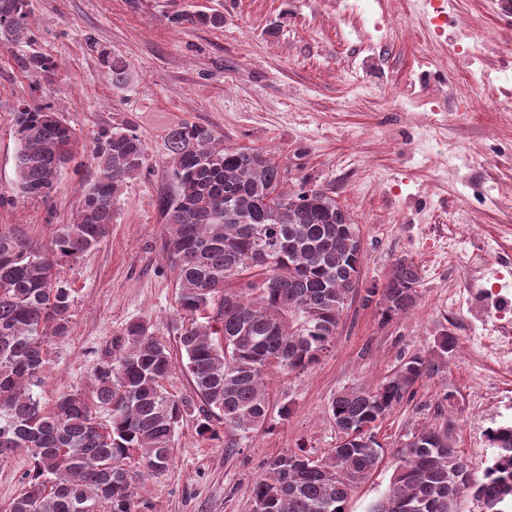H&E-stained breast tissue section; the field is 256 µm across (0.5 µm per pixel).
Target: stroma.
<instances>
[{
  "instance_id": "obj_1",
  "label": "stroma",
  "mask_w": 512,
  "mask_h": 512,
  "mask_svg": "<svg viewBox=\"0 0 512 512\" xmlns=\"http://www.w3.org/2000/svg\"><path fill=\"white\" fill-rule=\"evenodd\" d=\"M29 0L35 39L0 44V232L46 244L71 223L99 135L130 121L148 148L142 175L121 196L109 236L60 269L75 297L68 336L54 339L36 389L49 405L62 393L91 395L90 372L112 354L121 326L139 319L169 348L184 322L176 271L162 250L160 195L173 189L164 136L190 120L225 144L271 152L300 184L333 191L358 224L360 281L332 347L308 369L268 378L273 407L288 418L230 441L199 435L184 416L166 471L134 465L136 512H253L252 484L268 461L305 447L319 457L339 437L327 407L343 388L375 387L401 360L431 349L445 329L459 339L442 373L375 430L385 449L346 512H368L387 491L396 450L416 428L454 419V440L475 468L495 454L484 429L512 425V370L485 349L486 324H512V310L472 297L496 288L512 303V10L502 0H455L453 26H437L423 0ZM219 10L224 26L174 24ZM484 52L471 53L475 40ZM460 64L448 69V52ZM124 56L129 77H106L103 52ZM51 56V78L19 58ZM486 85L474 83V74ZM470 95L465 121L448 119V96ZM38 100L61 112L78 152L48 200L14 189V110ZM400 259L417 264L416 304L384 320L367 289L382 287ZM31 459L0 457V512L23 489Z\"/></svg>"
}]
</instances>
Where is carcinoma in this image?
<instances>
[{"label": "carcinoma", "instance_id": "obj_1", "mask_svg": "<svg viewBox=\"0 0 512 512\" xmlns=\"http://www.w3.org/2000/svg\"><path fill=\"white\" fill-rule=\"evenodd\" d=\"M174 23L224 27L219 11L181 15ZM27 0H0V40L31 43ZM50 75L48 56L21 60ZM112 84L126 83L121 55L106 57ZM16 190L44 199L75 157L77 136L51 107L24 101L15 111ZM164 146L174 191L159 198L163 248L178 270L179 309L189 316L179 335L184 370L195 399L164 387L175 368L170 350L144 322L118 333L113 356L92 369L94 400L63 393L51 408L34 388L48 363V344L72 323V290L58 279L109 234L114 205L146 168L147 147L131 122L103 132L92 153L94 177L79 199L74 222L61 225L45 246L0 232V456L30 452L32 469L11 512H135L127 465L139 457L147 473L169 466L174 433L190 411L202 416L201 435L216 425L238 436L266 427L267 379L301 372L335 339L340 318L360 280L363 254L357 224L328 191L283 190L285 169L268 152L226 147L215 132L183 121L167 129ZM264 251L271 262L252 255ZM421 280L411 260L391 269L380 301L385 317L414 306ZM459 339L443 329L432 349L402 359L374 388L349 387L329 403L341 434L327 456L305 450L276 456L254 482V512H338L378 467L383 448L374 429L442 372ZM112 411L98 422L96 408ZM455 421L417 429L419 438L397 451L388 493L369 512H501L512 491V426L490 427L496 454L473 470L453 440Z\"/></svg>", "mask_w": 512, "mask_h": 512}]
</instances>
